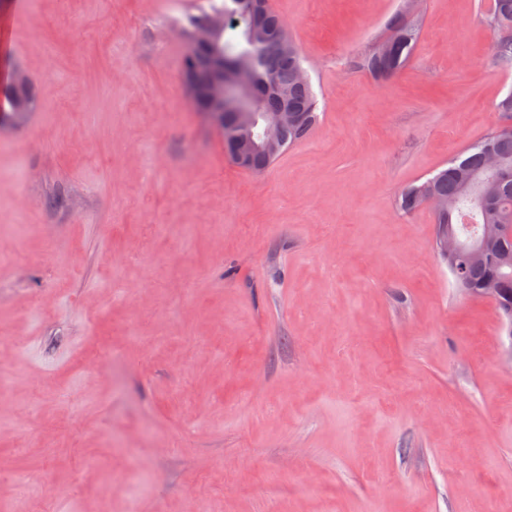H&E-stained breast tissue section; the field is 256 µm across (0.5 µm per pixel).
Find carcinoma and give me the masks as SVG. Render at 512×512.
Returning <instances> with one entry per match:
<instances>
[{"instance_id": "1", "label": "carcinoma", "mask_w": 512, "mask_h": 512, "mask_svg": "<svg viewBox=\"0 0 512 512\" xmlns=\"http://www.w3.org/2000/svg\"><path fill=\"white\" fill-rule=\"evenodd\" d=\"M203 7L189 16L184 40L191 43L194 32L216 16L224 18L207 48L185 53L181 71L188 96L199 112L224 113V149L232 154L234 127L230 112L209 101L206 83L222 75L221 59L245 60L255 89L264 93L263 111L274 112L286 106L298 113L296 124L281 133L279 151L304 139L317 124V98L308 85L299 80L303 67L298 47L280 27L271 7L254 14L252 0H202ZM484 20L493 32L492 55L497 68L512 72V0H489ZM420 20L409 10L400 8L390 19L387 30L390 45L375 40L356 61V66L380 77H390L409 59ZM10 103L9 119L28 115L38 107V96L30 79L0 86V98ZM505 118L479 142L467 147L432 176L402 190L398 202L401 210L412 211L423 205L428 195L442 198L448 208L434 213L437 234L451 233L465 243L482 239L484 225L506 224L479 258L464 252L453 260L445 254L440 259L448 266L456 287L466 297L477 298L484 289H500L496 309L503 330L512 329V179L502 181L486 167V154L493 153L512 173V91L495 105Z\"/></svg>"}]
</instances>
